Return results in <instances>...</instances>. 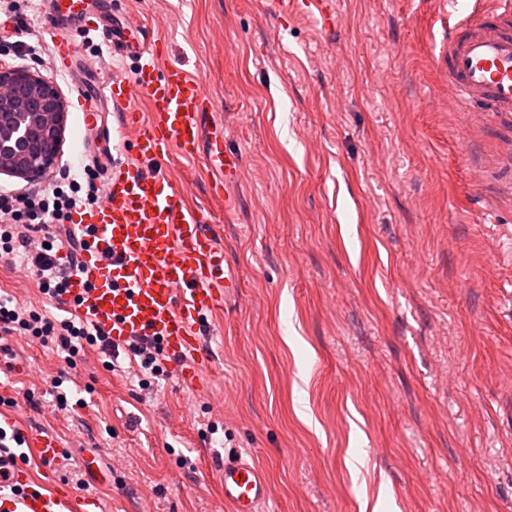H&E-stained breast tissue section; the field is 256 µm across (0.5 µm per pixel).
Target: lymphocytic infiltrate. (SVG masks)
Wrapping results in <instances>:
<instances>
[{"label": "lymphocytic infiltrate", "instance_id": "f902f5d3", "mask_svg": "<svg viewBox=\"0 0 512 512\" xmlns=\"http://www.w3.org/2000/svg\"><path fill=\"white\" fill-rule=\"evenodd\" d=\"M102 168L86 169L85 182H70L24 194L9 191L0 193V215L11 221L0 224V261H22L38 278L42 294L56 298L67 292L74 273L73 267L59 264L56 252L49 248L31 251L33 234L45 231L51 224H68L74 210L98 204L101 192ZM0 333L38 339L42 344H53L67 355H74L84 345H95L103 350L114 344L102 331L80 318L54 320L38 311L8 306L0 300Z\"/></svg>", "mask_w": 512, "mask_h": 512}]
</instances>
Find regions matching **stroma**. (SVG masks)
<instances>
[{
	"mask_svg": "<svg viewBox=\"0 0 512 512\" xmlns=\"http://www.w3.org/2000/svg\"><path fill=\"white\" fill-rule=\"evenodd\" d=\"M324 30L274 0H95L164 35L162 66L200 79L242 158L232 213L208 196L202 160L159 169L218 220L239 277L207 318L213 376L176 372L140 392L120 351L9 339L0 422L17 415L64 445L57 473L103 512H230L221 458L256 456L265 512H512V120L461 112L438 62L455 19L439 0H335ZM45 4L0 12L27 46L0 63L33 67L67 110L54 167L0 187L39 189L104 156L117 107L85 130L79 97L131 79L134 62L69 25L71 73L53 65ZM0 295L41 306L38 284L0 262ZM70 410L55 407L52 382Z\"/></svg>",
	"mask_w": 512,
	"mask_h": 512,
	"instance_id": "1",
	"label": "stroma"
}]
</instances>
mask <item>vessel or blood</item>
I'll list each match as a JSON object with an SVG mask.
<instances>
[{"label": "vessel or blood", "mask_w": 512, "mask_h": 512, "mask_svg": "<svg viewBox=\"0 0 512 512\" xmlns=\"http://www.w3.org/2000/svg\"><path fill=\"white\" fill-rule=\"evenodd\" d=\"M289 11L322 27L334 25V0H288ZM45 33L54 46L56 70L73 65V44L61 23L59 0H45ZM448 90L462 110L512 115V0H473L444 40ZM133 78L111 81L98 95L83 98L93 114L107 100L120 110V140L132 157L112 164L105 198L91 211L77 210L82 234L79 270L58 302L123 343L148 336L174 360L180 379L201 384L214 367L203 347V320L221 309L238 288L226 273L224 249L203 208L184 199L155 164L178 153L204 154L208 193L228 197L241 165L238 153L224 149L206 116L210 102L204 84L177 66L161 67L157 53L128 46ZM147 102L139 111L135 95ZM8 436H20L42 470L54 469L62 448L52 435L22 429L8 419ZM224 502L231 512H262L271 498L265 468L254 457L236 453L219 467ZM89 499L39 479L20 456L0 448V512H90Z\"/></svg>", "instance_id": "1"}]
</instances>
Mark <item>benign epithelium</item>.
<instances>
[{
    "mask_svg": "<svg viewBox=\"0 0 512 512\" xmlns=\"http://www.w3.org/2000/svg\"><path fill=\"white\" fill-rule=\"evenodd\" d=\"M59 89L33 67L0 68V173L31 180L50 169L66 125Z\"/></svg>",
    "mask_w": 512,
    "mask_h": 512,
    "instance_id": "1",
    "label": "benign epithelium"
}]
</instances>
